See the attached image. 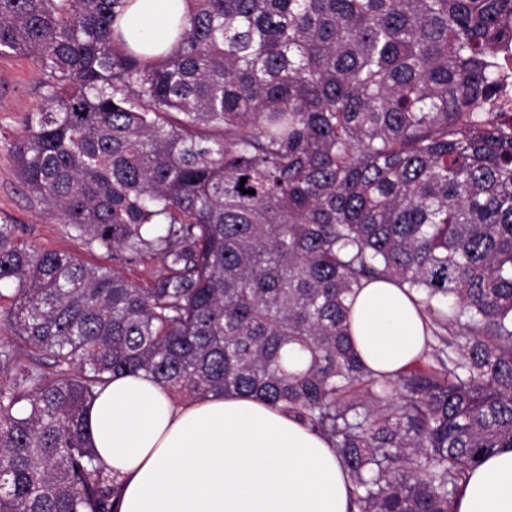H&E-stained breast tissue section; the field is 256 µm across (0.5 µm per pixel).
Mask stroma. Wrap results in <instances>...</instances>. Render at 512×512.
<instances>
[{"instance_id": "35a3bbf8", "label": "stroma", "mask_w": 512, "mask_h": 512, "mask_svg": "<svg viewBox=\"0 0 512 512\" xmlns=\"http://www.w3.org/2000/svg\"><path fill=\"white\" fill-rule=\"evenodd\" d=\"M45 75L38 63L27 55L0 56V220L18 226L20 239L44 250L75 254L86 265H107L139 284H146L155 260L127 263L122 254L110 255L79 246L68 235L65 224L48 214L44 204L31 197L21 184L10 142L24 134L23 119L42 103Z\"/></svg>"}]
</instances>
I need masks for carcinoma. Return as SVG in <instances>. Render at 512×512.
I'll return each instance as SVG.
<instances>
[{
	"mask_svg": "<svg viewBox=\"0 0 512 512\" xmlns=\"http://www.w3.org/2000/svg\"><path fill=\"white\" fill-rule=\"evenodd\" d=\"M189 2L143 60L127 0H0V56L47 77L10 144L23 185L79 245L159 262L143 287L0 224V512H115L88 410L140 372L323 434L358 512H453L512 448V140L484 111L512 0ZM375 279L432 362L363 365L349 299Z\"/></svg>",
	"mask_w": 512,
	"mask_h": 512,
	"instance_id": "carcinoma-1",
	"label": "carcinoma"
}]
</instances>
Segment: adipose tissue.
Returning <instances> with one entry per match:
<instances>
[{
    "instance_id": "obj_1",
    "label": "adipose tissue",
    "mask_w": 512,
    "mask_h": 512,
    "mask_svg": "<svg viewBox=\"0 0 512 512\" xmlns=\"http://www.w3.org/2000/svg\"><path fill=\"white\" fill-rule=\"evenodd\" d=\"M188 0H129L117 20L148 58L171 49ZM362 362L392 374L425 349L422 315L395 281L365 284L350 311ZM93 445L116 478L117 512H356L353 482L322 435L249 396L180 403L144 375L114 377L89 410ZM455 512H512V448L474 468Z\"/></svg>"
}]
</instances>
